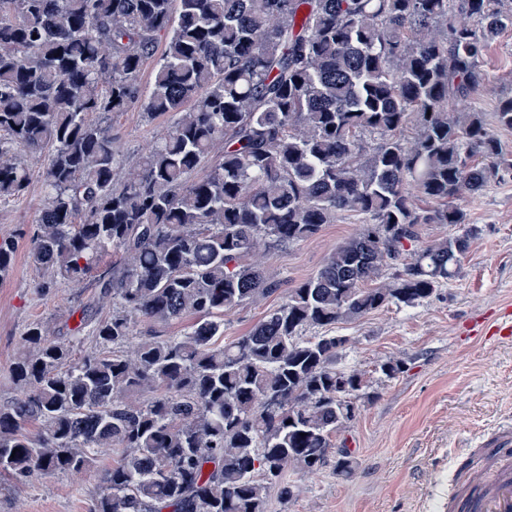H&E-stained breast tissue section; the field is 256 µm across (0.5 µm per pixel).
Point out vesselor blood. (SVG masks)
<instances>
[{
    "label": "vessel or blood",
    "instance_id": "obj_1",
    "mask_svg": "<svg viewBox=\"0 0 512 512\" xmlns=\"http://www.w3.org/2000/svg\"><path fill=\"white\" fill-rule=\"evenodd\" d=\"M456 512H512V429L487 439L480 460L463 473Z\"/></svg>",
    "mask_w": 512,
    "mask_h": 512
}]
</instances>
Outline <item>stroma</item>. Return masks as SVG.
<instances>
[{
  "label": "stroma",
  "instance_id": "1",
  "mask_svg": "<svg viewBox=\"0 0 512 512\" xmlns=\"http://www.w3.org/2000/svg\"><path fill=\"white\" fill-rule=\"evenodd\" d=\"M481 68L484 82L458 103V110L490 113L512 98V28L489 43ZM109 122L124 166L133 167L174 118L149 121L133 107ZM22 158L31 182L22 196L0 201L2 238L32 230L44 205L48 155L26 152ZM457 205L466 215L464 224L420 225L417 241L422 247L470 233L455 279L416 306L389 305L330 330L347 339L337 365L364 371L369 382L355 418L333 439L334 446L350 448L356 460L351 477L337 476L332 460L313 475L292 473L293 498L285 501L271 492L267 512H421L431 493L452 502L460 473L481 442L512 420V341L483 336L487 326L512 311V174L480 194L463 195ZM360 228L358 218L344 212L316 236L260 255V263L279 275L282 290L225 313V340L247 333L281 302L282 291L311 277ZM112 262V256H104L82 281L44 289L28 242L20 239L14 268L0 281V405L22 394L11 367L27 325L42 322L64 338L83 311L111 314L112 303L100 288ZM389 360L403 364L392 378L380 370ZM118 456L117 449L108 448L98 452L96 467L84 472L41 474L23 483L1 478L0 512H90L101 472Z\"/></svg>",
  "mask_w": 512,
  "mask_h": 512
}]
</instances>
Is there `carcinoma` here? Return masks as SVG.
I'll return each mask as SVG.
<instances>
[{
    "instance_id": "1",
    "label": "carcinoma",
    "mask_w": 512,
    "mask_h": 512,
    "mask_svg": "<svg viewBox=\"0 0 512 512\" xmlns=\"http://www.w3.org/2000/svg\"><path fill=\"white\" fill-rule=\"evenodd\" d=\"M503 4L0 0V200L30 183L20 152L51 147L29 248L41 287L83 280L108 253L118 263L102 283L110 317L88 314L66 339L40 322L23 332L12 374L31 390L0 405V477L79 472L113 447L92 512H267L271 489L293 496L288 471L321 470L368 381L336 367L344 340L304 332L430 297L470 234L411 252L418 226L465 223L453 200L512 172L490 127L512 129V98L490 121L449 111L512 27ZM136 106L176 120L119 179L112 126L89 116ZM340 212L359 233L224 342V313L281 286L259 252ZM16 249L0 238V278ZM186 317L180 335L144 334L125 354L140 324ZM353 469L340 449L336 474Z\"/></svg>"
}]
</instances>
